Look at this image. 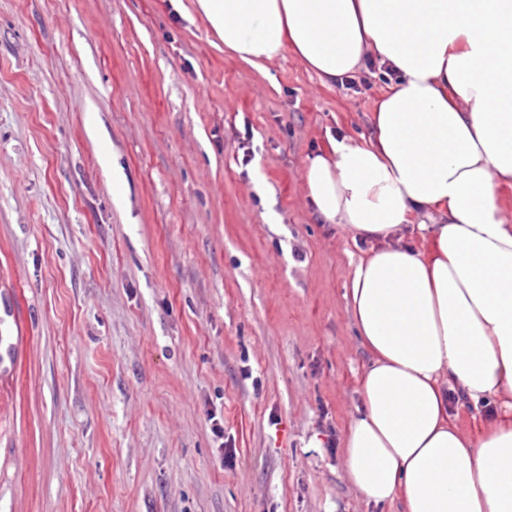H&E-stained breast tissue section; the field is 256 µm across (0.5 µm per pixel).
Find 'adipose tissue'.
I'll return each mask as SVG.
<instances>
[{"label":"adipose tissue","instance_id":"adipose-tissue-1","mask_svg":"<svg viewBox=\"0 0 512 512\" xmlns=\"http://www.w3.org/2000/svg\"><path fill=\"white\" fill-rule=\"evenodd\" d=\"M231 52L263 69L292 49L320 79L364 58L400 77L366 139L330 140L304 173L326 222L384 246L354 263L369 355L343 440L347 478L397 512H512V0H193ZM418 225L422 247L391 245ZM495 403L464 432L449 390Z\"/></svg>","mask_w":512,"mask_h":512}]
</instances>
